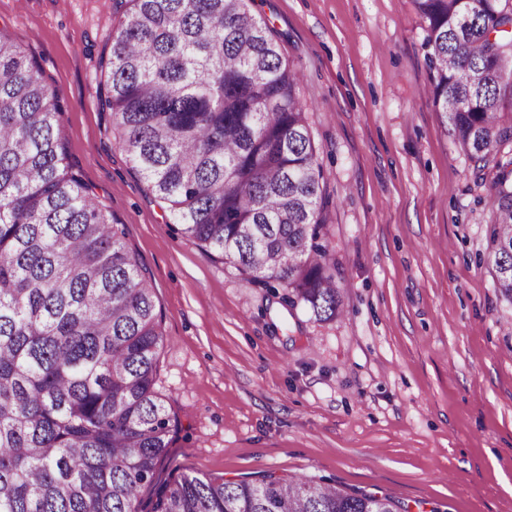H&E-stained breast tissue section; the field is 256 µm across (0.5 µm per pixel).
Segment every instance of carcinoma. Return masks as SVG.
I'll return each instance as SVG.
<instances>
[{"label": "carcinoma", "instance_id": "obj_1", "mask_svg": "<svg viewBox=\"0 0 512 512\" xmlns=\"http://www.w3.org/2000/svg\"><path fill=\"white\" fill-rule=\"evenodd\" d=\"M112 134L181 233L317 322L341 315L330 202L300 73L252 0H127ZM427 94L492 167L487 263L512 304V0H415ZM63 104L0 33V512H138L175 421L154 391L161 314L125 225L68 161ZM307 476L187 475L152 512H398Z\"/></svg>", "mask_w": 512, "mask_h": 512}]
</instances>
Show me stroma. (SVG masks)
<instances>
[{
	"instance_id": "1",
	"label": "stroma",
	"mask_w": 512,
	"mask_h": 512,
	"mask_svg": "<svg viewBox=\"0 0 512 512\" xmlns=\"http://www.w3.org/2000/svg\"><path fill=\"white\" fill-rule=\"evenodd\" d=\"M125 0H0L55 88L70 163L126 226L162 317L177 423L141 512L188 474H305L406 512H512V304L485 263L491 183L426 93L414 0H255L301 72L335 208L342 313L292 311L182 235L112 137L99 90Z\"/></svg>"
}]
</instances>
